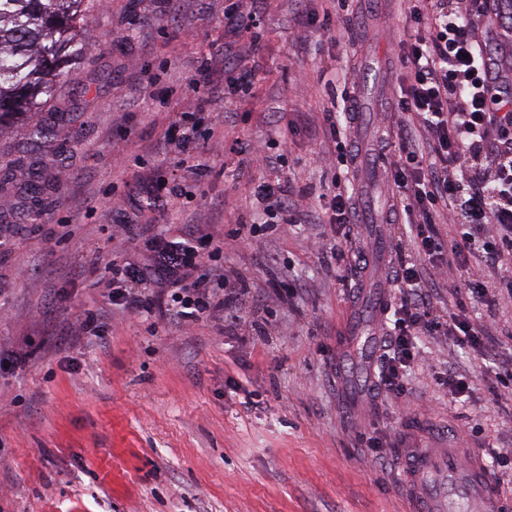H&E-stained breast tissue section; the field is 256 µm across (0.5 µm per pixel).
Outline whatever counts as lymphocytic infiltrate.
Segmentation results:
<instances>
[{"mask_svg":"<svg viewBox=\"0 0 512 512\" xmlns=\"http://www.w3.org/2000/svg\"><path fill=\"white\" fill-rule=\"evenodd\" d=\"M484 15L476 0H407L405 20L417 33L401 46L409 81L398 107L410 119L386 145L393 172L388 220L410 225L411 245L426 263L451 261L462 289L475 298L485 297L489 285L470 271L474 255L499 269V287L512 293V74H504L495 48L475 36ZM440 213L460 225V242H437ZM200 241L194 231L173 240L154 238L149 264L109 263L103 283L113 304L149 308L150 286L169 283L176 287L168 302L175 318L241 310L251 293L245 281L217 299L209 284L192 280L202 258ZM390 280L401 303L385 311L389 331L374 387L399 394L419 331L449 333L473 345L480 344L481 331L466 316L433 315L432 287L421 266L404 256H397Z\"/></svg>","mask_w":512,"mask_h":512,"instance_id":"f902f5d3","label":"lymphocytic infiltrate"}]
</instances>
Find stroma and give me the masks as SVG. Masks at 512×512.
<instances>
[{"mask_svg": "<svg viewBox=\"0 0 512 512\" xmlns=\"http://www.w3.org/2000/svg\"><path fill=\"white\" fill-rule=\"evenodd\" d=\"M231 2L89 0L85 55L41 111L0 128V155L15 161L0 180V512H407L401 451L436 447L445 428L510 459L512 486V294L464 306L451 272L431 270L440 314L477 316L482 347L423 337L413 393L370 390L378 358L362 344L387 331L388 269L407 232L381 221L379 157L401 119L403 0H261L246 24L225 19ZM201 78L223 101H200L189 85ZM352 103L347 135L362 153L346 168L324 117ZM184 113L201 119V176L166 146ZM35 122L53 135L28 142ZM266 155L277 169L255 165ZM278 175L314 196L348 177L361 221L346 227V285L319 251L330 225L233 240L262 220L254 185ZM150 191L162 196L152 210ZM38 209L43 220L24 223ZM147 224L223 242L255 328L171 321L160 289L151 312L113 306L103 267L145 261ZM89 312L106 341L79 333ZM444 370L467 378V397L437 385Z\"/></svg>", "mask_w": 512, "mask_h": 512, "instance_id": "1", "label": "stroma"}]
</instances>
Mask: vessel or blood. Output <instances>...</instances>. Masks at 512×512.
<instances>
[{
	"mask_svg": "<svg viewBox=\"0 0 512 512\" xmlns=\"http://www.w3.org/2000/svg\"><path fill=\"white\" fill-rule=\"evenodd\" d=\"M404 463L410 512H512L477 449L410 448Z\"/></svg>",
	"mask_w": 512,
	"mask_h": 512,
	"instance_id": "vessel-or-blood-1",
	"label": "vessel or blood"
}]
</instances>
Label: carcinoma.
I'll list each match as a JSON object with an SVG mask.
<instances>
[{"instance_id":"1","label":"carcinoma","mask_w":512,"mask_h":512,"mask_svg":"<svg viewBox=\"0 0 512 512\" xmlns=\"http://www.w3.org/2000/svg\"><path fill=\"white\" fill-rule=\"evenodd\" d=\"M86 0H0V123L52 99L88 46Z\"/></svg>"}]
</instances>
